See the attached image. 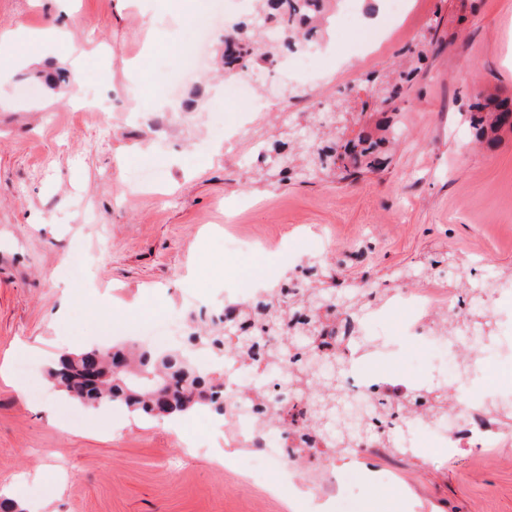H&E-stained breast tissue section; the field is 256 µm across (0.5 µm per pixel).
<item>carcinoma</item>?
I'll use <instances>...</instances> for the list:
<instances>
[{"mask_svg":"<svg viewBox=\"0 0 512 512\" xmlns=\"http://www.w3.org/2000/svg\"><path fill=\"white\" fill-rule=\"evenodd\" d=\"M330 0H256V18L278 29L282 44L307 41L321 32L326 22ZM252 37L246 24L236 25L234 35L224 45L234 47L222 54L224 67L245 72L259 60L277 51L266 46L259 53L252 48ZM427 39L415 44L417 52L409 58V65L398 72L393 81H387L375 90L383 102H394L404 92L425 62ZM470 125L476 141L494 142V133L507 126L512 129V109L509 101L501 100L488 112V104L470 105ZM349 112H309L304 114L309 134L301 139L290 133L287 139H274L264 149L263 158L286 175L290 171L304 177L319 170L323 173L341 171L347 179L364 171L380 168L386 153L399 136L392 119L384 116L376 124V135H358L341 145L330 135V130L346 120ZM327 274L318 259H310L304 269V283L288 286L284 279L272 288L264 289L260 299L240 308L238 314L227 320L232 332L215 328L208 336H195V344L224 351L251 366L263 367L265 389L245 397L241 406L262 427L281 424L291 414V398L305 399L302 426L294 430L301 443L310 447L321 444L337 454L348 452L352 444L386 442L394 457L415 456L411 443L403 439L411 425L407 414L425 419L435 428L451 420L448 411V387H422L402 401H388L381 396L343 394L339 381L347 366L328 355L319 356L316 350L321 332V318L328 317L333 308L325 301L334 294L343 296L342 306L350 316L360 315L370 301L359 292L348 294L336 288V280L326 281ZM475 289L466 288L457 295L459 316H444L437 326L444 333L448 348L462 344V337L475 336L469 344L474 360L481 359L484 340L496 332L492 321L480 302ZM93 352L106 379L92 389L79 380L85 355ZM288 363V369L282 363ZM49 379L64 392L91 408H122L130 413L158 418L153 398L158 387L167 395L165 415L208 409L224 414V398L220 397L224 383L209 378L195 368L185 353L159 354L132 346H94L78 352L60 355L47 371ZM487 408L497 416L512 420V402L492 398Z\"/></svg>","mask_w":512,"mask_h":512,"instance_id":"1","label":"carcinoma"}]
</instances>
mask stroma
<instances>
[{"label":"stroma","mask_w":512,"mask_h":512,"mask_svg":"<svg viewBox=\"0 0 512 512\" xmlns=\"http://www.w3.org/2000/svg\"><path fill=\"white\" fill-rule=\"evenodd\" d=\"M251 11L252 0H225L220 20L202 0H0V34L19 23L63 31L85 49L84 96L112 104L93 111L63 87L19 93L65 67L60 45L0 73V497L27 483L25 512H302L287 486L273 494L189 455L185 438L202 431V413L176 430L53 388L46 368L64 352L152 348L153 327L170 315L208 326L225 289L246 287L250 272L265 283L293 269L316 238L346 286L436 284L453 295L512 272V130L490 149L466 122L476 96L512 97V0H403L385 35L371 42L364 27L345 29L318 66H281L251 98L211 66L175 94L140 89L192 40L179 16H193L217 51L224 20ZM432 22L428 65L399 103L403 135L386 167L301 184L263 176L257 148L287 134L289 113L365 100L362 124L373 128L383 110L375 82ZM297 89L304 101L293 100ZM176 96L197 98L198 110H167ZM136 169L161 179L130 185ZM239 235L267 246L246 258L225 252ZM436 251L455 263L419 276ZM203 253L212 264L199 263ZM85 254L96 262L78 281L71 268ZM369 463L396 473L360 497L358 512H512V447L488 461L430 447Z\"/></svg>","instance_id":"stroma-1"}]
</instances>
